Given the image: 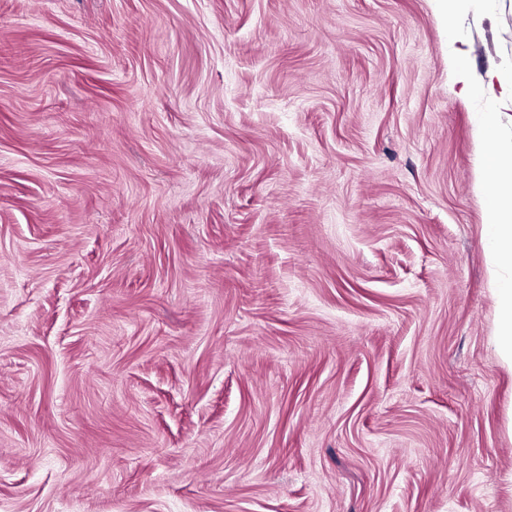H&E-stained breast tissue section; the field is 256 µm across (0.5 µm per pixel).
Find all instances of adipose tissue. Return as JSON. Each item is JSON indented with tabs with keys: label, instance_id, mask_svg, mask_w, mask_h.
<instances>
[{
	"label": "adipose tissue",
	"instance_id": "adipose-tissue-1",
	"mask_svg": "<svg viewBox=\"0 0 512 512\" xmlns=\"http://www.w3.org/2000/svg\"><path fill=\"white\" fill-rule=\"evenodd\" d=\"M463 92L488 97L494 111L482 113L478 138L483 146L480 177L491 183L487 200L484 241L493 267L496 302L494 346L503 365L512 369V131L502 122L512 112V70L494 69L472 80L468 68H461Z\"/></svg>",
	"mask_w": 512,
	"mask_h": 512
}]
</instances>
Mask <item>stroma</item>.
I'll return each instance as SVG.
<instances>
[{"label":"stroma","mask_w":512,"mask_h":512,"mask_svg":"<svg viewBox=\"0 0 512 512\" xmlns=\"http://www.w3.org/2000/svg\"><path fill=\"white\" fill-rule=\"evenodd\" d=\"M461 50L512 0H0V512H512Z\"/></svg>","instance_id":"obj_1"}]
</instances>
